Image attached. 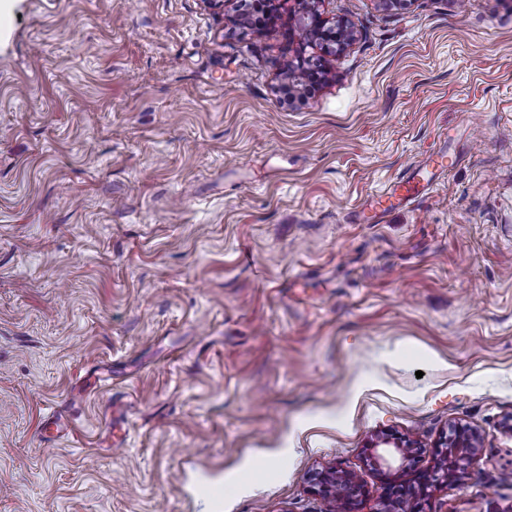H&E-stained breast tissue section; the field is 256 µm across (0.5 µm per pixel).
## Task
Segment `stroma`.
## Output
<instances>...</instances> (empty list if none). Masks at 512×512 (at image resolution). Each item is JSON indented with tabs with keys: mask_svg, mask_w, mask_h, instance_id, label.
<instances>
[{
	"mask_svg": "<svg viewBox=\"0 0 512 512\" xmlns=\"http://www.w3.org/2000/svg\"><path fill=\"white\" fill-rule=\"evenodd\" d=\"M238 4L13 2L0 512H329V467L376 512L443 466L453 423L478 455L421 512H512V0H322L357 29L335 56L298 0L262 27ZM311 58L326 82L286 104L282 63ZM441 148L430 192L359 222ZM385 434L414 442L406 470L374 465ZM312 485L316 493L329 496L331 493L336 497V487L345 488L342 492V499L338 512L353 511L355 504L361 497L368 496V490L363 486H354L352 476L337 469L317 472L312 476Z\"/></svg>",
	"mask_w": 512,
	"mask_h": 512,
	"instance_id": "1",
	"label": "stroma"
}]
</instances>
